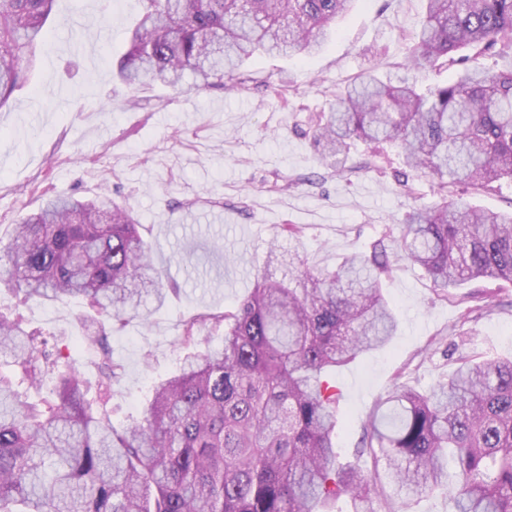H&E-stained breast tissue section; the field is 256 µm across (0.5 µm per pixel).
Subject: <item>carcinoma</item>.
Here are the masks:
<instances>
[{
  "mask_svg": "<svg viewBox=\"0 0 512 512\" xmlns=\"http://www.w3.org/2000/svg\"><path fill=\"white\" fill-rule=\"evenodd\" d=\"M56 0H0V108L23 85ZM115 76L132 91L157 84L200 90L254 56L308 55L331 37L353 0H140ZM401 67L406 76L361 74L312 119L320 162L376 171L383 145L397 147L415 180L438 201L387 225L368 251L333 270L302 256L301 230L284 224L297 265L280 279L257 278L222 315L184 323L224 326L217 346L196 350L152 386L142 418L117 428L92 384L23 315L0 310V512H350L382 493L387 512L448 490V512H512V357L458 353L448 380L427 392L399 374L377 401L358 460L336 456L341 394L325 377L387 345L398 319L383 281L405 260L421 267L460 322L492 306L490 295L456 289L479 280L512 282V212L453 199L512 181V0H427ZM455 69V79L421 89L417 76ZM192 83L185 84L186 76ZM126 206L48 197L0 246V286L23 302L77 298L90 358L112 381L123 366L95 330L97 317L122 324L165 292L152 247ZM371 459L373 467L361 463Z\"/></svg>",
  "mask_w": 512,
  "mask_h": 512,
  "instance_id": "carcinoma-1",
  "label": "carcinoma"
}]
</instances>
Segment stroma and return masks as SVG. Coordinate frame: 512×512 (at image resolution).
Wrapping results in <instances>:
<instances>
[{
	"label": "stroma",
	"mask_w": 512,
	"mask_h": 512,
	"mask_svg": "<svg viewBox=\"0 0 512 512\" xmlns=\"http://www.w3.org/2000/svg\"><path fill=\"white\" fill-rule=\"evenodd\" d=\"M426 0H357L337 34L308 57L258 56L241 71L244 88L216 84L181 93L157 86L139 93L113 79L139 0H57L29 80L0 108V230L36 209L44 192L90 197L105 187L133 210L153 246L168 290L147 319L105 328L123 365L112 383V423L139 420L155 381L173 374L188 350L184 319L220 313L246 297L266 266L279 225L302 228L310 263L333 268L368 248L383 225L413 205L385 173L342 179L325 173L309 135L310 118L370 68L403 61ZM399 322L393 342L337 369L336 449L352 456L376 401L397 374L426 390L455 367L453 345L483 357L512 356V283L499 282V306L460 324V309L419 268L399 265L384 284ZM28 328L57 333L83 373L87 353L76 325L84 308L20 303Z\"/></svg>",
	"instance_id": "stroma-1"
}]
</instances>
